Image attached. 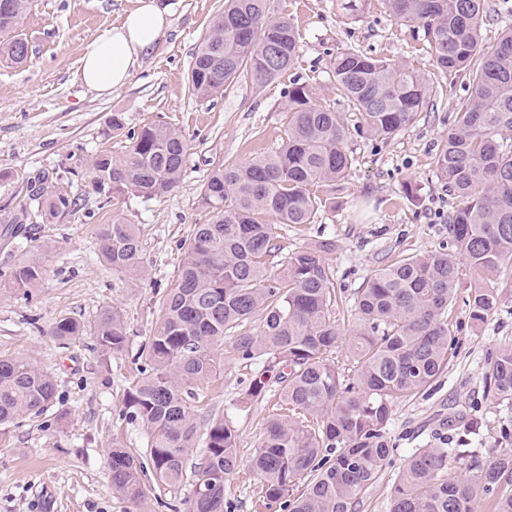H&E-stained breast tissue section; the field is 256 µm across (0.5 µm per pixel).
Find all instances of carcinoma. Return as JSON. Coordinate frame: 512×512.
<instances>
[{
	"label": "carcinoma",
	"mask_w": 512,
	"mask_h": 512,
	"mask_svg": "<svg viewBox=\"0 0 512 512\" xmlns=\"http://www.w3.org/2000/svg\"><path fill=\"white\" fill-rule=\"evenodd\" d=\"M395 21L425 31L435 70L424 75L408 63L374 57L356 47L336 54L331 76L348 111L320 103L302 82L288 88V135L271 155L219 165L200 189L209 209L195 225L175 283L139 357L145 366L128 382L126 415L151 436L149 457L158 485L175 488L194 478L186 512H224V483L240 469L238 434L224 416L206 414L213 383L224 375V337L236 358L261 360L246 397L268 399L286 413L270 419L250 468L264 482L265 498L288 512H356L360 495L392 459L388 436L395 402L428 389L448 364L458 324L452 313L460 264L475 274L464 314L484 325L502 299L498 276L512 261V27L486 50L482 31L493 17L485 0H385ZM32 0H0V58L27 63L20 23ZM300 52L298 30L274 12L271 0H224L193 57L191 95L209 101L243 78L258 84L290 68ZM468 76L469 97L435 155L443 187L461 201L448 217L450 248L428 256H402L376 270L354 302L349 328L356 361L347 377L331 359L343 331L325 238L290 254L276 242L277 224H315L323 205L319 190L352 172L346 144L352 133L387 140L414 124L428 107L433 78ZM188 142L163 123L144 125L124 157L104 151L92 165V186L121 196L161 199L179 187ZM36 208L20 205L4 237L25 238L23 225L52 224L76 206L65 190L41 187ZM98 245L117 272L142 267V247L132 224L101 225ZM279 265L281 274H269ZM42 264L30 259L11 273L24 293L42 281ZM259 321L258 329L250 324ZM86 332L62 317L50 333L61 341ZM106 354L126 343L120 313L104 310L91 332ZM491 398L512 402V345L502 347L486 373ZM54 381L31 362L0 358V436L53 401ZM478 421L450 427L451 448H417L399 467L388 512H472L475 500L493 512H512V454L483 463L472 448ZM203 445L187 466V450ZM467 463L469 477L453 470ZM141 462L119 446L110 453L112 485L131 499L143 495Z\"/></svg>",
	"instance_id": "1"
}]
</instances>
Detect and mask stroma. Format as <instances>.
<instances>
[{
    "mask_svg": "<svg viewBox=\"0 0 512 512\" xmlns=\"http://www.w3.org/2000/svg\"><path fill=\"white\" fill-rule=\"evenodd\" d=\"M167 2L165 35L139 58L130 82L112 94L85 86L80 58L91 41L121 23L136 0H34L21 21L28 63L0 62V220L14 212L27 185L45 175L76 199L75 208L55 223L31 225L25 248L0 242V357L31 361L56 386L51 406L0 438V512H183L191 483L157 487L147 454L149 432L123 410L140 346L153 333L160 299L179 274L181 245L210 219L200 204L202 183L218 164L276 150L288 132L284 107L291 83H308L319 102L346 110L330 73V61L342 49L356 46L430 68L423 31L396 23L384 0H359L353 17L340 10L338 0H272L275 12L290 17L299 31L295 63L274 80H244L200 102L188 91V73L224 0ZM454 83L393 138L351 136L352 175L328 192L321 220L276 227L287 253L320 236L336 241L330 261L345 305L395 255H428L448 244V215L457 201L443 188L433 161L460 100L471 93L467 77ZM116 112L124 117L118 131L112 128ZM154 121L182 130L189 140L179 188L161 199L93 189L92 163L100 151L123 157L131 134ZM115 218L137 229L140 272L113 271L99 251V228ZM28 258L38 259L45 275L25 294L12 289L10 274ZM112 307L127 326L122 352L102 354L88 335L62 343L49 334L59 318L90 326ZM454 314L461 320L455 354L427 392L395 404L392 462L362 493L357 512H387L403 460L411 449L447 434L449 422L478 415L474 445L482 458L512 452V405L493 401L485 390L490 361L502 346L512 345V292H504L497 314L482 328L464 320L463 304H455ZM251 373L225 349L224 385L210 395L213 410L235 427L237 451L245 460L258 450L272 411L244 403ZM116 445L143 465L145 494L138 500L112 486L108 454ZM224 502L228 512H287L282 504H266L262 482L245 469L225 483Z\"/></svg>",
    "mask_w": 512,
    "mask_h": 512,
    "instance_id": "1",
    "label": "stroma"
}]
</instances>
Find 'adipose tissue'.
<instances>
[{"label": "adipose tissue", "mask_w": 512, "mask_h": 512, "mask_svg": "<svg viewBox=\"0 0 512 512\" xmlns=\"http://www.w3.org/2000/svg\"><path fill=\"white\" fill-rule=\"evenodd\" d=\"M168 6L159 0H137L123 21L89 43L81 57L83 83L108 95L131 78L139 55L149 50L168 26Z\"/></svg>", "instance_id": "ef3b65f1"}]
</instances>
